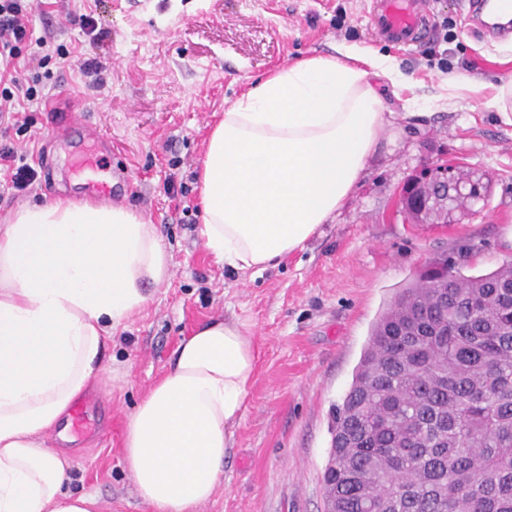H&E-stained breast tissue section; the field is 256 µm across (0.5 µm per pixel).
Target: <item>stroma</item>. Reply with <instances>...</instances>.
<instances>
[{"label":"stroma","mask_w":512,"mask_h":512,"mask_svg":"<svg viewBox=\"0 0 512 512\" xmlns=\"http://www.w3.org/2000/svg\"><path fill=\"white\" fill-rule=\"evenodd\" d=\"M34 38L69 54L52 58L13 139L38 172L25 193H0V225L37 200L123 204L157 224L172 256L168 285L112 337L113 386L81 397L93 433L51 436L73 459L70 488L98 493L104 512H150L124 468L123 430L163 376L184 336L211 318L246 322L259 346L256 376L231 427L224 473L198 512H324L323 472L335 405L348 391L372 324L425 259L446 256L465 273L512 261V124L483 108L512 77V43L486 38L465 0H428L452 23L449 41L400 47L377 37L369 0H32ZM87 14L94 32L68 22ZM347 46L395 59L406 80L381 89L388 115L354 195L304 249L261 273L216 262L196 234L197 174L208 133L235 99L270 71ZM447 66H440V58ZM102 65L89 88L80 65ZM479 92L447 91L448 78ZM416 100L418 117L401 114ZM80 118L96 141L72 144L50 109ZM95 158L97 169L80 168ZM446 163L490 174L486 201L462 223L410 224L404 181ZM185 188L170 198L169 181Z\"/></svg>","instance_id":"obj_1"}]
</instances>
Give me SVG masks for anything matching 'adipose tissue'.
I'll return each mask as SVG.
<instances>
[{
	"label": "adipose tissue",
	"mask_w": 512,
	"mask_h": 512,
	"mask_svg": "<svg viewBox=\"0 0 512 512\" xmlns=\"http://www.w3.org/2000/svg\"><path fill=\"white\" fill-rule=\"evenodd\" d=\"M314 55L256 80L212 127L199 234L216 262L263 271L302 250L353 195L384 124L386 59ZM171 278L157 225L112 203L48 201L0 225V512H101L69 489L72 461L45 444L106 371L113 331ZM259 348L212 319L179 342L127 420L123 460L151 512H197L224 472Z\"/></svg>",
	"instance_id": "adipose-tissue-1"
}]
</instances>
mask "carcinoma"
Here are the masks:
<instances>
[{"label": "carcinoma", "instance_id": "1", "mask_svg": "<svg viewBox=\"0 0 512 512\" xmlns=\"http://www.w3.org/2000/svg\"><path fill=\"white\" fill-rule=\"evenodd\" d=\"M402 287L336 409L326 512H512V262Z\"/></svg>", "mask_w": 512, "mask_h": 512}]
</instances>
